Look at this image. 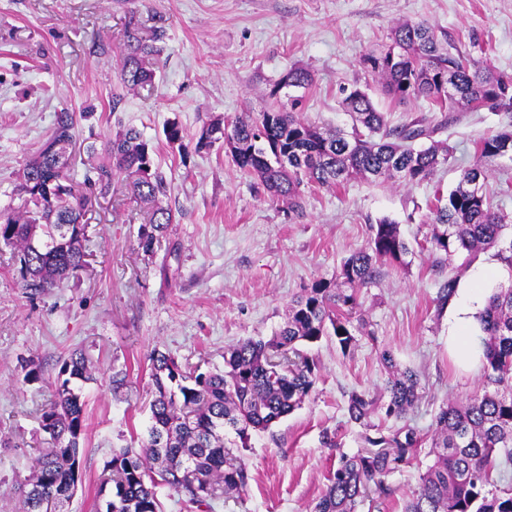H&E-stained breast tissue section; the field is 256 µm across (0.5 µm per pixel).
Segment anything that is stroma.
Segmentation results:
<instances>
[{"instance_id":"35a3bbf8","label":"stroma","mask_w":512,"mask_h":512,"mask_svg":"<svg viewBox=\"0 0 512 512\" xmlns=\"http://www.w3.org/2000/svg\"><path fill=\"white\" fill-rule=\"evenodd\" d=\"M420 21L446 34L449 51L512 74V0H0V204L49 136L55 111L90 108L100 137L122 126L142 132L170 185L163 204L173 214L153 252H144L139 230L148 207L117 184L92 213L88 266L46 296L26 294L10 249L0 247V512H14L43 447L39 416L69 351L81 349L94 369L81 385L82 475L67 512H96L113 449L139 447L149 425L151 353L204 371L223 368L228 346L271 337L302 289L333 278L383 217L399 225L411 251L362 290L367 334L346 354L327 338L308 347L318 371L312 393L270 430L251 434L239 451L246 488L213 501L211 512H309L341 456L361 448L346 406L351 392L382 385L378 349L419 373L422 397L405 421L423 437L445 401L481 384L482 371H458L448 356L437 288L449 277L468 284L488 266L494 287L505 288L512 269L494 249L436 267L422 245L429 200L455 187L459 168L476 159L477 141L500 129L499 115L467 112L448 126L442 138L453 154L423 183L316 189L299 216L271 201L223 146L194 149L205 123L262 111L294 67L312 76L302 117L349 129L342 87L375 86L363 56L388 44L394 25ZM132 24L163 28L165 38L154 84L124 92L116 71ZM171 121L185 133L186 152L165 141ZM488 168L486 190L512 225V157ZM29 362L41 368L40 381H25ZM121 368L129 385L116 393L112 374ZM431 461L420 449L386 478L389 494L361 512H401Z\"/></svg>"}]
</instances>
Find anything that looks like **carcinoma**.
Wrapping results in <instances>:
<instances>
[{"label": "carcinoma", "instance_id": "obj_1", "mask_svg": "<svg viewBox=\"0 0 512 512\" xmlns=\"http://www.w3.org/2000/svg\"><path fill=\"white\" fill-rule=\"evenodd\" d=\"M164 31H126L117 78L132 90L152 84V61L162 51ZM365 72L382 81V93L399 104L424 99L442 113L438 121L424 116L390 125L368 90L353 87L342 106L353 119L351 131L327 130L300 117L302 96L288 104L274 102L255 117L203 126L195 150L222 143L245 175L259 181L268 196L300 216L308 185L339 187L361 178L373 185L419 184L448 161L447 144L433 136L448 128L461 108L487 107L501 115V131L476 145L475 163L459 169L455 187L443 197L435 192L428 204L426 243L437 266L465 251L470 255L499 246L502 216L484 191V162L512 154V75L478 65L443 47L426 23H402L389 44L366 54ZM311 75L293 68L270 91L276 99L284 87L308 90ZM165 139L186 148L181 126L171 122ZM78 117L67 108L56 112L51 134L23 167L18 186L22 203L0 208V244L15 251L22 288L47 294L75 278L87 265V212L92 198L112 194L114 177H132L131 192L154 207L139 246L151 252L173 223L161 205L169 185L155 164L153 149L141 133L126 127L112 138L85 146L102 152L77 185L68 175L77 143ZM409 246L399 225L381 219L371 226L367 246L343 260L334 278L318 280L297 296L288 318L270 339L241 340L224 351V370L185 371L173 357L151 355L154 383L149 402L151 424L141 451L123 448L106 463L107 478L98 495L110 492L97 512H161L157 488L166 486L207 505L247 485L248 474L234 448L247 447L250 432L264 431L300 408L317 380L312 360L298 345L331 336L341 351L356 342L367 326L359 294L379 276L376 263L404 262ZM456 279L443 280L436 296L442 310L455 295ZM483 382L460 400L442 404L435 417L431 453L434 460L405 500L402 512H512V486L500 487L512 469V286L494 291L481 316ZM378 358L388 377L373 391H354L347 403L348 421L365 429L366 451L341 457L326 490L311 512H358L372 489L386 491L385 479L410 460L421 446L419 430L407 423L383 430L372 424L402 420L421 398L419 375L402 368L383 348ZM53 398L41 409L40 426L49 447L40 452L22 485L17 512H65L80 479L79 457L86 431L85 401L78 382L92 379L88 358L80 350L64 358Z\"/></svg>", "mask_w": 512, "mask_h": 512}]
</instances>
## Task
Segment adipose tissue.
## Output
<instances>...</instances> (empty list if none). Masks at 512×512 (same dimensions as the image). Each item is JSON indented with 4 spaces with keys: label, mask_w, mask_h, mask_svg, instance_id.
<instances>
[{
    "label": "adipose tissue",
    "mask_w": 512,
    "mask_h": 512,
    "mask_svg": "<svg viewBox=\"0 0 512 512\" xmlns=\"http://www.w3.org/2000/svg\"><path fill=\"white\" fill-rule=\"evenodd\" d=\"M489 276V270L479 272L470 287L457 289L448 305V352L463 368L480 363L476 335L480 328L478 316L485 305L483 284Z\"/></svg>",
    "instance_id": "ef3b65f1"
}]
</instances>
